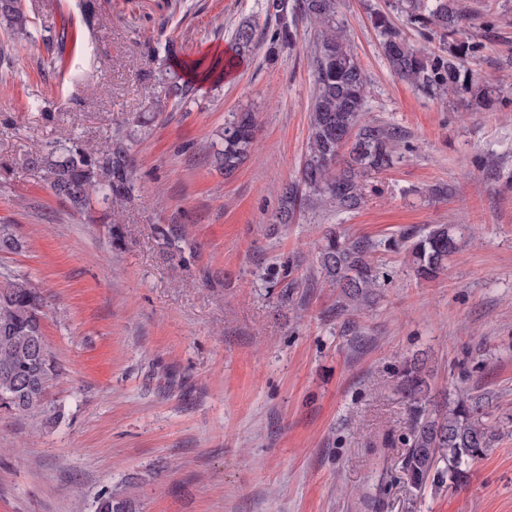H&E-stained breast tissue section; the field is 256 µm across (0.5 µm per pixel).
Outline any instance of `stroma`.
<instances>
[{"label": "stroma", "mask_w": 512, "mask_h": 512, "mask_svg": "<svg viewBox=\"0 0 512 512\" xmlns=\"http://www.w3.org/2000/svg\"><path fill=\"white\" fill-rule=\"evenodd\" d=\"M93 2L87 25L78 0H23L31 37L0 32V51L21 63L0 62V224L23 241L0 253V272L28 276L45 297L57 363L44 415L0 412V512H94L118 484L141 512H512L511 434L461 488L413 497L396 389L419 352L436 393L487 392L493 416H512V0H468L459 33L483 45L466 66L494 92L488 112L393 77L370 20L386 0H339L369 80L366 115L405 130L409 145L359 210L278 225L308 140L311 24L297 21L288 49L269 40L266 0ZM246 21L250 58L174 104L143 48L170 39L185 61L224 56ZM61 33L70 47L51 57L45 41ZM242 108L256 114L257 144L227 178L209 153ZM143 112L158 118L131 148L135 188L114 209L74 210L25 163L73 139L102 146ZM438 183L448 199H429ZM159 224L179 239L158 237ZM330 224L378 245L381 298L357 314L356 336L313 273ZM431 224L475 233L423 281L386 242ZM283 264L299 282L287 304L266 279Z\"/></svg>", "instance_id": "obj_1"}]
</instances>
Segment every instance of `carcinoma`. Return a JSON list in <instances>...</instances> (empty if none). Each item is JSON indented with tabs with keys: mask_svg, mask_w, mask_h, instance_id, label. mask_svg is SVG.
Here are the masks:
<instances>
[{
	"mask_svg": "<svg viewBox=\"0 0 512 512\" xmlns=\"http://www.w3.org/2000/svg\"><path fill=\"white\" fill-rule=\"evenodd\" d=\"M273 8L281 13L290 10L314 26V95L305 158L298 179L282 190L276 221L288 223L305 206L351 213L361 207L366 178L393 165L405 134L381 120L364 118L368 77L336 19V0H293L291 4L276 0ZM391 8L424 40L437 35L449 40L448 48L426 53L410 43L391 14L373 13L371 22L380 34V48L391 73L429 96L467 89L472 95L468 107L486 109L489 96L462 65L483 45L455 38L467 19L462 0H393ZM29 23L21 0H0V24L11 37L31 35ZM255 37V28L242 24L234 35V56L222 63L200 59L190 66L199 78L218 82L226 70L250 57ZM273 42L291 48L296 34L283 22L273 32ZM176 65L184 62L169 41L164 45L162 67L169 78V97L181 104L194 94L195 85L173 72ZM148 123L138 119L132 130L117 129L112 141L100 148L89 149L74 140L68 146L31 154L25 163L46 171L53 192L78 210L100 202L118 203L133 191L129 145ZM256 132L254 113L246 109L230 113L219 142L212 145L211 164L232 175L251 154ZM471 233L468 224H432L389 240L388 247L404 250L416 277L432 281L448 270L451 258L460 253ZM375 247L370 240L336 232L333 224L324 230L315 272L338 290L337 310L343 314L370 308L378 298L379 276L372 262ZM21 248L14 227L0 224V252ZM44 308L43 295L27 276L0 273L1 410L32 416L42 412L46 387L56 371L43 334ZM396 386L409 402L411 429L403 469L416 498L429 487L437 491L460 486L470 465L512 427L511 419L492 417V402L483 394L460 391L447 403L437 404L431 375L417 357L404 362ZM95 512L139 510L123 490L111 488L100 494Z\"/></svg>",
	"mask_w": 512,
	"mask_h": 512,
	"instance_id": "cac0c4a2",
	"label": "carcinoma"
}]
</instances>
